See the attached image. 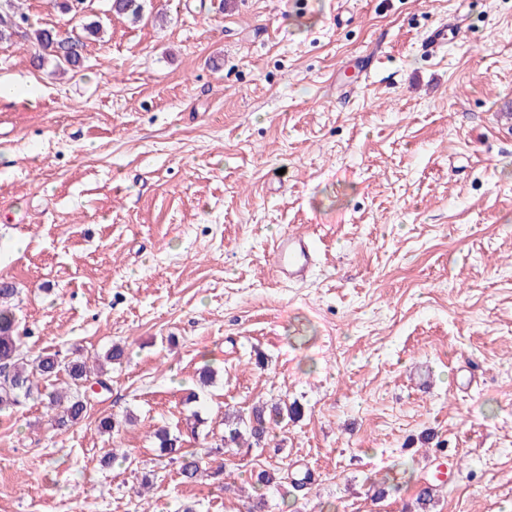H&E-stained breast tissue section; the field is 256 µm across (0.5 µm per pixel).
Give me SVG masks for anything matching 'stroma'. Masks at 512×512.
I'll return each mask as SVG.
<instances>
[{
  "instance_id": "stroma-1",
  "label": "stroma",
  "mask_w": 512,
  "mask_h": 512,
  "mask_svg": "<svg viewBox=\"0 0 512 512\" xmlns=\"http://www.w3.org/2000/svg\"><path fill=\"white\" fill-rule=\"evenodd\" d=\"M18 3L101 33L64 73L0 47V281L29 356H126L74 427L0 415V512H417L439 450L434 512H512V0ZM288 231L317 248L300 283L270 262ZM283 401L300 419L219 450L225 411ZM453 24H440L428 31L420 44L421 54L427 57H438L445 53L448 46V32H452ZM161 456H169L171 460H181L180 475L186 482H196L205 475L200 458L193 452L184 450L180 436L171 434L167 429H158L154 433Z\"/></svg>"
}]
</instances>
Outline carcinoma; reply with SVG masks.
Here are the masks:
<instances>
[{
  "instance_id": "cac0c4a2",
  "label": "carcinoma",
  "mask_w": 512,
  "mask_h": 512,
  "mask_svg": "<svg viewBox=\"0 0 512 512\" xmlns=\"http://www.w3.org/2000/svg\"><path fill=\"white\" fill-rule=\"evenodd\" d=\"M27 17L19 11L15 0H0V44L9 43L16 32L33 39L44 50L47 58L58 66L76 67L80 64L84 47V34L94 35L99 31L95 22L82 25V32L58 36L53 29L23 28ZM17 294L13 284L0 282V413H6L30 399H38L51 415V421L60 428H67L82 421L91 403L86 392L93 383L107 384L100 374H94L86 362L72 360L64 362L57 355L44 353L34 358L20 350L18 320L9 300ZM65 374L68 388L55 393H44L40 382L49 381ZM301 410L297 403L277 404L270 411L256 408L249 417L240 414L224 417V452L240 448L259 447L267 440L272 426L286 419H296ZM161 455L180 461V475L186 482H195L205 475L200 458L184 450L179 436L167 429L154 433Z\"/></svg>"
}]
</instances>
